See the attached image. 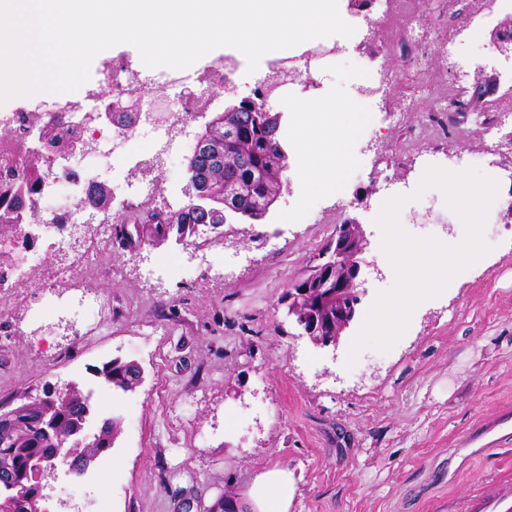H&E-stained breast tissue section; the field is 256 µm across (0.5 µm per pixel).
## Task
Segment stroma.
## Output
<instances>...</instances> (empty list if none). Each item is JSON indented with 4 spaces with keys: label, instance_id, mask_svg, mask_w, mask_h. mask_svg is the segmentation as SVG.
<instances>
[{
    "label": "stroma",
    "instance_id": "stroma-1",
    "mask_svg": "<svg viewBox=\"0 0 512 512\" xmlns=\"http://www.w3.org/2000/svg\"><path fill=\"white\" fill-rule=\"evenodd\" d=\"M395 8L394 0H370L349 11L353 48L337 47L314 74L313 88L335 93L353 91V76L378 63L398 75L372 97L369 133L349 145L363 157L343 174L338 194L304 193L289 178L270 219L232 221L190 246L171 239L104 248L88 238L76 265L111 299L112 316L77 336L36 329L40 316L66 308L63 300L41 299L51 264L6 292L0 401L40 395L49 383L92 391L88 430L105 417L120 422L113 447L87 470L92 492L110 501V512H207L220 496L242 499L273 466L294 480L290 512H466L487 482H512V439L488 437L483 452L453 453L474 429L512 414V157L487 152L497 128L512 127V61L492 36L512 22V0H493L459 21L442 0L412 19ZM386 9L396 27L411 21L427 29L423 65L406 63L405 43L371 39ZM464 37L471 65L458 72L443 48ZM257 80L238 72L233 89L218 93L162 168L146 173L158 188L156 201L185 203L196 133L227 104L252 97ZM478 81L492 91L472 111L454 114L455 133L420 134L424 112L444 92ZM432 161L476 167L498 181L484 230L491 250L422 302L389 352L364 349L346 367L360 317L336 345L324 347L289 317L281 297L336 225L353 217L369 241L357 306L366 313L394 282L374 223L383 181L412 194ZM399 220L413 235L450 245L464 235L437 189L407 202ZM274 233L278 246L271 250L263 241ZM221 253L235 259L232 279L205 272L206 259ZM162 258L181 259L182 271L147 276ZM115 358L141 367L134 391H112L97 376Z\"/></svg>",
    "mask_w": 512,
    "mask_h": 512
}]
</instances>
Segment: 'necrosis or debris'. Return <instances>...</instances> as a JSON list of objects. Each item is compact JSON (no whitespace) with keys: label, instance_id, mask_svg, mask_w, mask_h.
Masks as SVG:
<instances>
[{"label":"necrosis or debris","instance_id":"necrosis-or-debris-1","mask_svg":"<svg viewBox=\"0 0 512 512\" xmlns=\"http://www.w3.org/2000/svg\"><path fill=\"white\" fill-rule=\"evenodd\" d=\"M335 47L315 44L303 53L269 59L265 63L257 89L265 100L275 101L287 94L289 86L309 82L318 63L335 55ZM240 61L232 55H216L201 66L186 73L168 70L163 81L142 77L125 62L114 61L106 84L110 95L90 94L82 98L55 97L56 109L63 122L56 133L68 141L96 143L104 146L116 141L136 140L141 124H148L160 133L147 147L140 150L128 176H136L144 166L167 155L175 145L182 128L190 126L204 98L221 90L231 89ZM140 98L142 108L138 119L126 123L113 120L92 125L88 115L116 112L118 104ZM36 120L31 110L18 107L0 113V179L17 170L23 163V145L31 139ZM45 187L40 195L31 197L27 208L19 214L18 233H25L29 224H39L47 244L46 253L60 254L71 250L82 235L81 205L74 202L63 209L47 204L50 196L64 190L74 195L84 194L88 184L86 169L76 163L59 164L54 157L43 162ZM110 310L108 297L85 286L71 296L68 321L74 329H82Z\"/></svg>","mask_w":512,"mask_h":512}]
</instances>
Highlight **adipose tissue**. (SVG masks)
<instances>
[{
  "label": "adipose tissue",
  "mask_w": 512,
  "mask_h": 512,
  "mask_svg": "<svg viewBox=\"0 0 512 512\" xmlns=\"http://www.w3.org/2000/svg\"><path fill=\"white\" fill-rule=\"evenodd\" d=\"M294 135V175L310 191L333 194L342 175L356 161L339 148L342 140L353 138L365 116L357 98L336 99L316 93L289 96ZM294 488L287 470L273 468L258 475L247 491L250 512H288Z\"/></svg>",
  "instance_id": "1"
}]
</instances>
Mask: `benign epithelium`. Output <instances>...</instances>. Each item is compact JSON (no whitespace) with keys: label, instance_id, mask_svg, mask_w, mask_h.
I'll use <instances>...</instances> for the list:
<instances>
[{"label":"benign epithelium","instance_id":"7a95c632","mask_svg":"<svg viewBox=\"0 0 512 512\" xmlns=\"http://www.w3.org/2000/svg\"><path fill=\"white\" fill-rule=\"evenodd\" d=\"M482 93V84L475 83L472 97H467V91H462L455 97L451 111H469L473 97ZM367 247L362 225L355 218L345 219L344 223L336 225L333 236L313 256L310 265L284 297L288 316L294 318L311 340L322 341L326 346L334 345L339 341L342 331L354 320L357 302L353 296L362 285L361 272L362 266L367 264L364 258ZM332 301L336 303V322H324L317 316V312ZM31 401L33 398L25 393L1 403L0 417L11 419L21 411L31 414ZM81 438L80 429L73 430L69 438L58 444L50 457L43 459V463L33 469L29 484L20 491L27 512H40L44 468L69 465L75 456L74 446L81 443Z\"/></svg>","mask_w":512,"mask_h":512}]
</instances>
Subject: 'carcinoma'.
Returning a JSON list of instances; mask_svg holds the SVG:
<instances>
[{
  "label": "carcinoma",
  "mask_w": 512,
  "mask_h": 512,
  "mask_svg": "<svg viewBox=\"0 0 512 512\" xmlns=\"http://www.w3.org/2000/svg\"><path fill=\"white\" fill-rule=\"evenodd\" d=\"M239 106L252 110L256 119L232 136L224 132L222 123L204 130L209 147L200 161L197 180L187 184V202L176 210L143 205L133 225L143 239L157 242L166 237L171 226L190 238L192 225H221L229 215L250 221L267 217L272 207L267 199L288 184L284 176L288 154L278 137L281 113L271 112L265 102L253 99L241 101ZM61 121L62 115L56 112L40 126L42 143L52 152L64 146L55 134ZM42 163V152H28L23 171L0 183V205H4L0 210V236H13L14 213L24 207L26 196L39 190ZM227 193L238 202L229 213L224 209ZM137 377L135 369L119 364L105 373L104 380L112 388L126 392ZM88 405L89 397L78 389L62 395L47 392L40 400L39 411L47 420L57 422L63 433L81 422ZM118 430L119 423L114 420L112 431L84 436L74 460L87 468L97 455L112 447ZM55 443V438L22 417L0 424V512H25L18 486L26 482L35 461L51 455Z\"/></svg>",
  "instance_id": "1"
}]
</instances>
